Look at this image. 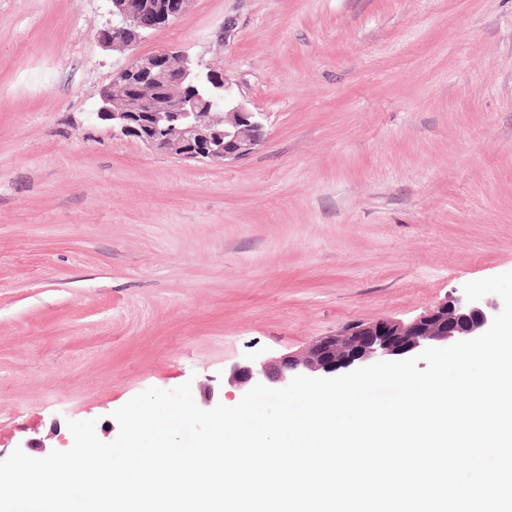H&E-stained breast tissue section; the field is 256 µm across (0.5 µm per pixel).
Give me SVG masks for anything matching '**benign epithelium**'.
I'll return each mask as SVG.
<instances>
[{"label":"benign epithelium","mask_w":512,"mask_h":512,"mask_svg":"<svg viewBox=\"0 0 512 512\" xmlns=\"http://www.w3.org/2000/svg\"><path fill=\"white\" fill-rule=\"evenodd\" d=\"M109 2L111 19L99 31V40L107 47L128 49L178 18L190 0ZM97 95V119L110 122L114 135L151 150L223 164L248 158L264 140L259 113L239 99L223 74L179 51L161 49L133 57ZM497 314L494 301L452 296L407 322H360L317 338L298 354L237 364L227 384L243 392L258 383L280 389L297 375L332 376L378 361L411 358L428 347L481 335Z\"/></svg>","instance_id":"7a95c632"}]
</instances>
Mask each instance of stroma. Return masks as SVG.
Here are the masks:
<instances>
[{
  "label": "stroma",
  "mask_w": 512,
  "mask_h": 512,
  "mask_svg": "<svg viewBox=\"0 0 512 512\" xmlns=\"http://www.w3.org/2000/svg\"><path fill=\"white\" fill-rule=\"evenodd\" d=\"M109 0H0V460L71 420L512 272V0H191L139 53L223 70L266 136L215 165L113 136Z\"/></svg>",
  "instance_id": "stroma-1"
}]
</instances>
